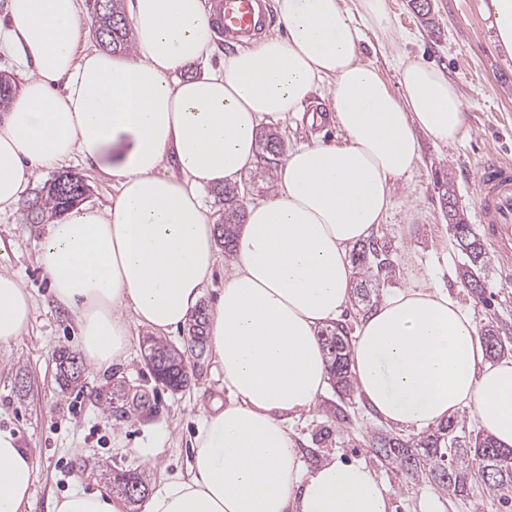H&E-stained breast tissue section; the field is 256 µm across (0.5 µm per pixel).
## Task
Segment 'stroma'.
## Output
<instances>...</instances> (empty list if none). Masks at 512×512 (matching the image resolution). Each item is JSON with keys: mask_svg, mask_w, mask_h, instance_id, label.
<instances>
[{"mask_svg": "<svg viewBox=\"0 0 512 512\" xmlns=\"http://www.w3.org/2000/svg\"><path fill=\"white\" fill-rule=\"evenodd\" d=\"M393 28L379 36L366 22L362 60L376 66L393 92H400L399 69L417 60L441 68L456 85L464 103L465 124L459 138L445 145L421 136V154L410 174L390 188L393 205L373 237L389 249L393 271L380 286L379 297L407 286L415 276L430 273L439 290L468 308L478 330L498 326L512 341V274L504 273L495 251L487 253L484 299H477L460 279L465 260L448 230L441 203L446 186L455 189L456 208L477 234V172L487 157L512 163V60L499 50L482 0H433V23L425 25L409 0H386ZM330 85L320 86L309 106L280 119L262 122L261 133H273L282 146L322 141L342 142V130L329 119L314 120V110H326ZM64 170L77 173L90 185L88 204L102 208L117 194V184L93 165L73 159ZM39 240L22 211L0 214V249L10 268L35 299L33 319L22 340L0 347V429L17 435L36 466L32 498L25 512H50L55 496L80 487L112 495L115 472L134 470L155 485L161 476L187 473L199 423V413L212 401L224 399L223 375L210 353L197 361L199 376L191 386L173 392L153 381L142 356L145 328L132 330L125 362L97 370L84 366L80 387L62 390L53 353L78 348V329L72 314L56 309L37 262ZM123 382L145 394L148 406L118 420L103 410L99 394ZM168 437L152 460L139 453L156 427ZM307 466L336 458L363 461L389 491L391 512H419L427 495L437 496L442 512H512V500L488 494L473 483L468 494L437 491L427 480L412 482L382 460L371 439L393 428L369 412L357 392L343 393L328 386L315 409L291 425Z\"/></svg>", "mask_w": 512, "mask_h": 512, "instance_id": "obj_1", "label": "stroma"}]
</instances>
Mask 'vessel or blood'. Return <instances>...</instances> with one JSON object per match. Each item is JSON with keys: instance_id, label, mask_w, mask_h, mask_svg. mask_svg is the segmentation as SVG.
<instances>
[{"instance_id": "vessel-or-blood-1", "label": "vessel or blood", "mask_w": 512, "mask_h": 512, "mask_svg": "<svg viewBox=\"0 0 512 512\" xmlns=\"http://www.w3.org/2000/svg\"><path fill=\"white\" fill-rule=\"evenodd\" d=\"M214 30L225 45H243L274 33L268 0H211ZM477 218L503 265H512V164L489 160L478 172Z\"/></svg>"}]
</instances>
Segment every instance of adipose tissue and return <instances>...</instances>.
I'll use <instances>...</instances> for the list:
<instances>
[{
  "mask_svg": "<svg viewBox=\"0 0 512 512\" xmlns=\"http://www.w3.org/2000/svg\"><path fill=\"white\" fill-rule=\"evenodd\" d=\"M288 35L225 54L222 71L188 75L213 51L210 0H132L136 49L86 51L80 0H8L0 39L22 87L0 114V213L36 169L80 155L112 177L103 209L80 205L45 225L37 260L54 304L73 312L87 364L126 356L135 326L187 323L221 259L199 191L231 182L257 157L261 121L300 111L332 83L339 144L289 149L275 188L249 204L208 321L226 401L206 410L191 471L158 482L142 512H389L361 462L308 468L290 425L329 380L319 330L349 302V248L383 224L390 185L413 168L420 135L450 143L464 104L437 67L400 70L401 94L364 62L341 0H276ZM31 294L0 265V346L18 343ZM357 391L379 420L421 430L473 409L512 448V355L494 362L469 311L420 276L363 318L351 348ZM35 463L0 430V512H24ZM123 499L75 489L51 512H126Z\"/></svg>",
  "mask_w": 512,
  "mask_h": 512,
  "instance_id": "adipose-tissue-1",
  "label": "adipose tissue"
}]
</instances>
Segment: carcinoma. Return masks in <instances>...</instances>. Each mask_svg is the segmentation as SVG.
Here are the masks:
<instances>
[{
    "label": "carcinoma",
    "instance_id": "carcinoma-1",
    "mask_svg": "<svg viewBox=\"0 0 512 512\" xmlns=\"http://www.w3.org/2000/svg\"><path fill=\"white\" fill-rule=\"evenodd\" d=\"M92 27L98 44L113 53L127 52L132 48L130 28L126 21L123 0H88ZM17 92L16 85L0 76V112L8 111L12 96ZM264 160L269 168L278 166L282 148L278 138L266 135L263 142ZM88 193L83 179L72 172H63L35 190L32 198L25 201L24 216L27 224H41L81 204ZM219 194L230 203L224 213V223L217 225V238L223 241L224 248L231 249L235 242L236 225L243 218V205L239 203L237 187H224ZM442 203L447 206L451 224L449 230L461 253L465 256L460 276L466 287L477 296L482 295L483 284L480 272L486 267V250L481 239L473 231L472 225L465 222L455 208L453 184L442 194ZM354 263L359 269V295L365 303L371 302L373 289L367 281L373 272H382L391 267L389 250L372 240L354 255ZM206 323L197 311L189 320L186 345L180 350L151 336L143 340L144 358L155 380L179 391L188 386L196 372L185 370L189 355L196 353L206 344ZM326 352L330 374L338 387H350L351 346L346 323L339 321L320 333ZM486 354L489 358L499 357L505 350L499 330L488 326L483 334ZM58 377L65 386L79 380L78 357L66 347L55 352ZM113 415L123 418L131 410L146 404V395L131 392V389L117 384L108 397ZM373 447L389 464L401 470L414 480L424 478L441 490L454 495H464L472 479L483 477L487 491L502 496L512 489V450L498 447L486 434L470 436L460 421L448 418L436 428L417 439L398 438L382 434L374 438ZM136 484L140 492L129 494V484ZM113 487L131 502L136 503L147 492L141 474L131 470L113 475Z\"/></svg>",
    "mask_w": 512,
    "mask_h": 512
}]
</instances>
